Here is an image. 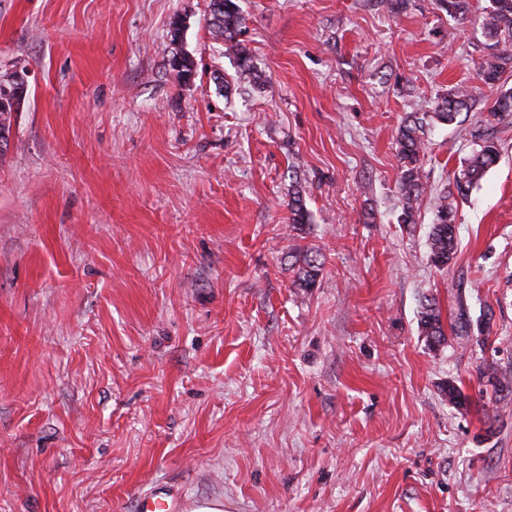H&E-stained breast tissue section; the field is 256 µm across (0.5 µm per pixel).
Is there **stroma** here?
<instances>
[{"label":"stroma","mask_w":512,"mask_h":512,"mask_svg":"<svg viewBox=\"0 0 512 512\" xmlns=\"http://www.w3.org/2000/svg\"><path fill=\"white\" fill-rule=\"evenodd\" d=\"M239 4L258 87L232 85L209 0H0V80L28 81L0 153V512H132L153 486L183 512H512V124L448 268L427 243L512 90L473 78L486 0ZM457 86L472 107L428 127L403 226L397 129ZM171 53L172 56L169 59V65L175 72L177 79L182 82L189 80L195 73L196 68L193 58L182 49L174 48V51ZM306 188L297 178L288 188V224L292 229L302 232L311 222V213L306 205ZM297 279L295 280L296 286L299 288L314 287L316 281L321 274L323 263L308 253H303L299 256L297 262ZM419 327L421 334L426 337L430 345H441L447 341L442 325L441 316L436 302L425 298L421 302Z\"/></svg>","instance_id":"obj_1"}]
</instances>
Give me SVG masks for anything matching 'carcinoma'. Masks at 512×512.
<instances>
[{
  "label": "carcinoma",
  "mask_w": 512,
  "mask_h": 512,
  "mask_svg": "<svg viewBox=\"0 0 512 512\" xmlns=\"http://www.w3.org/2000/svg\"><path fill=\"white\" fill-rule=\"evenodd\" d=\"M440 6L449 15L464 16L469 11L470 0H439ZM209 21L213 39L232 42L236 47V81L250 86L261 83L262 75L256 69L249 52L237 42L246 27V18L238 0H209ZM482 24L487 36L492 40L489 52L476 65L473 78L490 88L496 86L505 73H512V0H488L483 9ZM169 65L178 80L184 82L195 73L193 58L181 49L172 52ZM26 93H0V140L10 131L12 113L18 111ZM470 108L469 91L453 87L434 101L429 117L409 116L399 126L396 145L401 163L399 193L401 213L398 222L409 226L416 223L417 213L423 201L424 185L421 154L425 149L424 137L428 122L450 124L457 116ZM512 121V91L498 96L484 116L485 128L475 136V149L462 163L454 176L455 188L460 198L468 197L469 192L481 181L486 172L499 159L497 144L492 130ZM306 188L295 180L288 188V223L292 229L303 231L311 222V213L306 205ZM452 194L439 197L434 218L428 234L429 260L438 269L450 265L456 250V202L450 200ZM296 286L312 288L321 274L323 263L312 255L302 254L297 260ZM419 327L429 344L441 345L447 341L441 316L436 302L424 299L421 302Z\"/></svg>",
  "instance_id": "1"
}]
</instances>
